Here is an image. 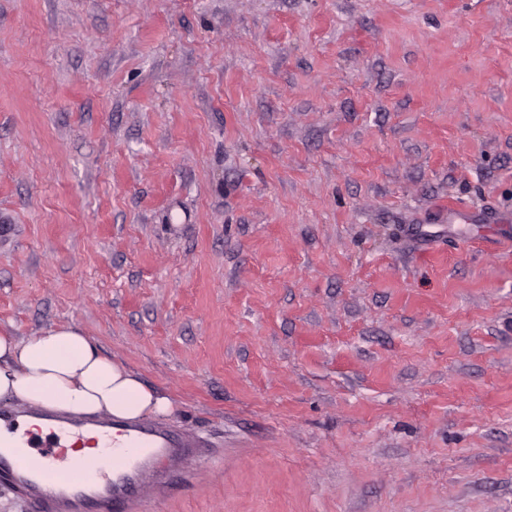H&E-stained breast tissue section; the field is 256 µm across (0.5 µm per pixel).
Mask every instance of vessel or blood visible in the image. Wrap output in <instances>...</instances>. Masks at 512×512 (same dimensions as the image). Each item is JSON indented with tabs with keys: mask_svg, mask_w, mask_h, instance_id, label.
Masks as SVG:
<instances>
[{
	"mask_svg": "<svg viewBox=\"0 0 512 512\" xmlns=\"http://www.w3.org/2000/svg\"><path fill=\"white\" fill-rule=\"evenodd\" d=\"M24 419L41 421L47 433L26 431L0 446V485L29 512H130L176 491V474L206 454L200 436L151 422L0 406V426Z\"/></svg>",
	"mask_w": 512,
	"mask_h": 512,
	"instance_id": "1",
	"label": "vessel or blood"
}]
</instances>
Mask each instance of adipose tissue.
I'll return each mask as SVG.
<instances>
[{
	"instance_id": "obj_1",
	"label": "adipose tissue",
	"mask_w": 512,
	"mask_h": 512,
	"mask_svg": "<svg viewBox=\"0 0 512 512\" xmlns=\"http://www.w3.org/2000/svg\"><path fill=\"white\" fill-rule=\"evenodd\" d=\"M14 399L66 415L126 421L171 409L168 398L102 355L74 326L28 338L0 332V401Z\"/></svg>"
}]
</instances>
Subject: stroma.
Returning a JSON list of instances; mask_svg holds the SVG:
<instances>
[{"mask_svg":"<svg viewBox=\"0 0 512 512\" xmlns=\"http://www.w3.org/2000/svg\"><path fill=\"white\" fill-rule=\"evenodd\" d=\"M512 0H0V331L208 454L139 512H512ZM458 219L463 221L460 223L468 224H510L512 215L503 217L497 214L473 213L464 209L452 210L448 216L449 223L453 224Z\"/></svg>","mask_w":512,"mask_h":512,"instance_id":"stroma-1","label":"stroma"}]
</instances>
